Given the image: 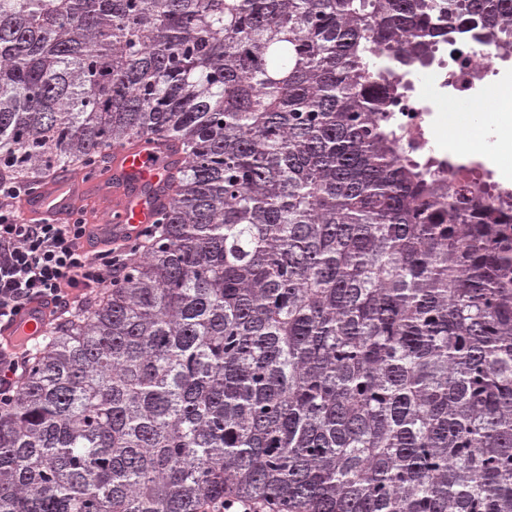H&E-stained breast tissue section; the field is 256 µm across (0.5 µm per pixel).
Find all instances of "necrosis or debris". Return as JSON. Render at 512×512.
Masks as SVG:
<instances>
[{
	"instance_id": "obj_1",
	"label": "necrosis or debris",
	"mask_w": 512,
	"mask_h": 512,
	"mask_svg": "<svg viewBox=\"0 0 512 512\" xmlns=\"http://www.w3.org/2000/svg\"><path fill=\"white\" fill-rule=\"evenodd\" d=\"M436 55L429 76L437 97L415 87L394 109L402 146L409 157L453 181L479 185L485 198L500 209L503 222L512 223V185L500 181L496 171L481 160L453 161L447 150L439 147L436 137L440 124L436 100L440 97L474 103L494 92L498 95V114L512 117V80L506 77L507 71H512V47L492 43L481 49L471 34L462 33L438 45Z\"/></svg>"
}]
</instances>
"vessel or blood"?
<instances>
[{
    "instance_id": "b4317fda",
    "label": "vessel or blood",
    "mask_w": 512,
    "mask_h": 512,
    "mask_svg": "<svg viewBox=\"0 0 512 512\" xmlns=\"http://www.w3.org/2000/svg\"><path fill=\"white\" fill-rule=\"evenodd\" d=\"M111 154V184L95 198L94 232L101 240L133 236L143 225L154 223L159 212L170 205L174 192L171 177L184 162L183 154L167 150L150 136L132 147H113ZM87 188L78 172L46 179L43 189L25 200L23 211L31 219L62 223ZM51 310V304L31 303L21 318L0 324V343L23 346L37 342L48 330Z\"/></svg>"
}]
</instances>
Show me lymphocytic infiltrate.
<instances>
[{
    "label": "lymphocytic infiltrate",
    "instance_id": "f902f5d3",
    "mask_svg": "<svg viewBox=\"0 0 512 512\" xmlns=\"http://www.w3.org/2000/svg\"><path fill=\"white\" fill-rule=\"evenodd\" d=\"M93 239L82 218L64 224H28L18 208L0 207V322L17 317L33 298L68 309L72 298L111 284L124 266L127 240Z\"/></svg>",
    "mask_w": 512,
    "mask_h": 512
}]
</instances>
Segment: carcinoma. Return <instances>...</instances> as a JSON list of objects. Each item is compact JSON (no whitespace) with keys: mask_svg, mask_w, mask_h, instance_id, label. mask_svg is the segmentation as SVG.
Here are the masks:
<instances>
[{"mask_svg":"<svg viewBox=\"0 0 512 512\" xmlns=\"http://www.w3.org/2000/svg\"><path fill=\"white\" fill-rule=\"evenodd\" d=\"M512 0H0V180L186 154L0 403V512H512V223L392 104Z\"/></svg>","mask_w":512,"mask_h":512,"instance_id":"1","label":"carcinoma"}]
</instances>
